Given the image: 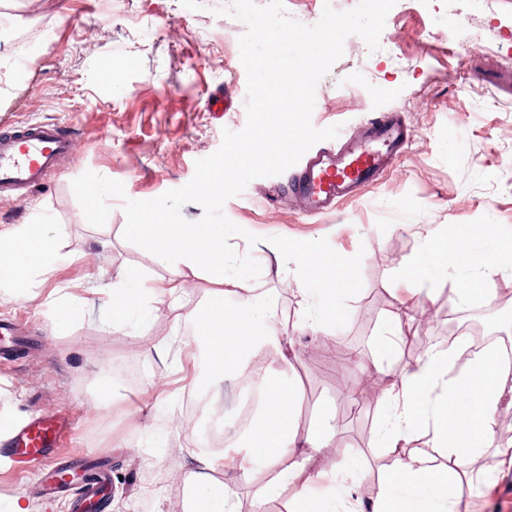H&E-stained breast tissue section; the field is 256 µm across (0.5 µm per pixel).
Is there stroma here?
<instances>
[{
	"mask_svg": "<svg viewBox=\"0 0 512 512\" xmlns=\"http://www.w3.org/2000/svg\"><path fill=\"white\" fill-rule=\"evenodd\" d=\"M230 0H0V132L30 122H62L73 134L77 157L62 162L44 185L24 196L0 198V229L43 216L63 225L62 250L69 262L36 277L32 299L0 298V317L16 316L34 347L0 355V413L13 423L31 416L63 417L71 435L55 460L79 468L101 463L111 503L105 512H187L183 484L172 483L171 462L193 467L190 447L201 433L197 422L172 424L185 410V396L204 369L181 375L172 370L183 337L193 329L187 314L205 306L214 289L195 281L198 298L153 293L149 336L129 335L113 325L109 309L79 285L89 273L109 279L121 268L148 271L152 284L167 280L166 269L149 252L124 240L125 215L109 199L103 226L90 225L72 190L74 179L93 171L123 183L127 197L150 200L191 180L195 162L221 144L223 129L246 123V72L239 37L246 26L215 9ZM381 48L370 51L356 35L317 86L312 124L339 126L335 149L358 128L384 113L398 116L409 131L401 154L353 201L323 217L300 210L287 174L251 181L224 205L227 217L246 233L229 240L240 254L261 265L251 293L280 310L284 330L299 352L288 375L303 391L294 417L298 430L328 421L339 438L335 456L317 454L312 471L322 474L319 491L331 483L352 489L380 479L392 464L382 444L388 409L353 408L352 364L332 367L313 355L319 337L298 335L304 300L293 265L269 242L328 239L340 255L362 254L360 293L348 302L357 312L366 296L388 300L368 323L348 321L334 330L359 360L382 364L398 375L406 349L387 355L382 333L388 314L419 301L436 306L439 321L422 336L428 349H441L449 323L489 311L490 296L512 291V272L490 268L489 296L466 304L448 299L468 274L458 265L429 281V294L413 295L402 281L420 259L425 238L448 224L469 229L465 251L485 252L472 228L493 225L512 239V0H397L386 17ZM111 63V76L101 72ZM231 98L227 111H210L213 96ZM112 240L110 251L95 247ZM74 307L66 324L61 309ZM493 329L512 336V304L489 311ZM167 339L157 353L151 339ZM502 444H493L457 485L460 512H512V470L501 464ZM80 489L72 484L47 496L34 472L0 468V512L21 496L27 512H77Z\"/></svg>",
	"mask_w": 512,
	"mask_h": 512,
	"instance_id": "stroma-1",
	"label": "stroma"
}]
</instances>
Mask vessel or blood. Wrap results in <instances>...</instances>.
<instances>
[{"label":"vessel or blood","instance_id":"obj_1","mask_svg":"<svg viewBox=\"0 0 512 512\" xmlns=\"http://www.w3.org/2000/svg\"><path fill=\"white\" fill-rule=\"evenodd\" d=\"M406 140L405 128L384 114L339 149L308 155L291 179L302 213L327 214L339 202L356 198L390 166ZM74 155V139L61 123L29 122L0 133V195L22 194L43 185L51 172ZM69 434V426L58 419L36 420L24 426L14 437L19 463L42 462L61 447Z\"/></svg>","mask_w":512,"mask_h":512}]
</instances>
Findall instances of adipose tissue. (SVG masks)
<instances>
[{
    "label": "adipose tissue",
    "mask_w": 512,
    "mask_h": 512,
    "mask_svg": "<svg viewBox=\"0 0 512 512\" xmlns=\"http://www.w3.org/2000/svg\"><path fill=\"white\" fill-rule=\"evenodd\" d=\"M131 230L146 244L157 264L171 274L169 293H177L187 275L209 276L214 285L208 306L195 315V340L206 352L212 374L223 378L239 377L251 365L257 351L274 350L279 365L267 368L258 383L264 394L251 427L234 444L232 464L227 456L197 450L196 466L186 472L183 482L190 491V512H240V491L250 496L249 512H267L269 500L279 495L284 485L295 491L288 512H336L335 501L316 497L314 478L308 470L311 459L330 447L336 437L327 424L298 434L292 417L299 396L279 368L288 362L287 336L271 323L268 308L248 296L242 274L224 272V244L202 224H172L152 205L134 201ZM62 231L43 220L0 232V290L14 299L29 295L34 275L65 261L61 252ZM452 232L431 233L425 248L437 255L434 266L457 267L459 253L450 242ZM488 255L469 254L466 261L471 274L454 301L466 303L480 292ZM431 266V267H434ZM431 267L415 264L404 274L405 283L415 285ZM145 278L131 270L118 272L107 283L90 279L83 283L84 293L101 297L112 310L114 323L133 334L146 335L147 298L140 290ZM452 353H428L417 364L403 368L384 391L382 398L390 406L383 438L394 462L387 472V485L400 484L412 495L400 498L382 493L370 504L371 512H459L451 485L472 470L484 448L492 444V416L498 408L503 389L495 354H473L459 374H452ZM431 433L429 449L414 446L418 430ZM445 458L442 467L432 466L433 455ZM264 466L268 479L254 485L256 466ZM223 468L224 480L213 484L208 473Z\"/></svg>",
    "instance_id": "1"
}]
</instances>
